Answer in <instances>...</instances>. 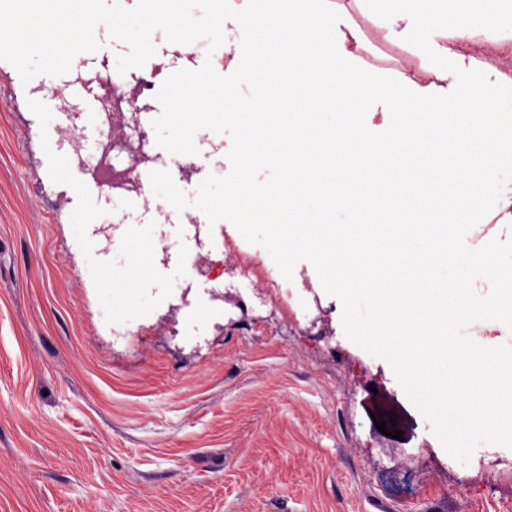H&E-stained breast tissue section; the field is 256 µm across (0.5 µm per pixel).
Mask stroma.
Listing matches in <instances>:
<instances>
[{
    "instance_id": "1",
    "label": "stroma",
    "mask_w": 512,
    "mask_h": 512,
    "mask_svg": "<svg viewBox=\"0 0 512 512\" xmlns=\"http://www.w3.org/2000/svg\"><path fill=\"white\" fill-rule=\"evenodd\" d=\"M341 2L365 39L366 70L412 59L410 47L380 38L364 0ZM155 46L135 74L153 80L157 111L172 106L177 68L226 67L225 54L196 42L160 36ZM112 69L104 42L57 83L71 93ZM0 86L19 91L0 104V512H512L502 505L512 485L501 479L512 447L450 456L447 433L389 358L355 344L309 257L288 279L319 298L318 333L269 307L230 317L172 245L173 227L192 235L185 215L144 208L154 237L131 258H149L157 281L131 289L144 327L119 338L127 317L106 319L112 290L90 278L85 247L112 260L127 226L107 237L98 223L71 222L90 201L112 212L108 189L71 164L75 141L101 149L108 131L85 129V103L72 93L46 128L42 100L29 95L36 81L5 61ZM188 162L170 170L173 185L207 183L217 165L237 173L231 152ZM78 177L86 195L73 189ZM170 272L177 287L194 288L195 312L142 311L141 296L167 297ZM389 416L402 439L377 429Z\"/></svg>"
}]
</instances>
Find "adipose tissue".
I'll list each match as a JSON object with an SVG mask.
<instances>
[{"label": "adipose tissue", "instance_id": "ef3b65f1", "mask_svg": "<svg viewBox=\"0 0 512 512\" xmlns=\"http://www.w3.org/2000/svg\"><path fill=\"white\" fill-rule=\"evenodd\" d=\"M384 40L412 47L418 77L362 69L365 41L341 0H217L231 59L223 80L196 69L185 91L222 95L216 137L231 133L236 180L219 201L225 219L287 241L283 265L305 249L344 305L383 303L385 327L358 344L387 347L433 407L444 408L450 453L512 446V350L490 342L456 353L441 340L458 321L496 314L512 326V241L469 242L472 224L512 223V79L490 78L471 46L491 26L512 28V0H373ZM248 47L259 78L246 79ZM274 167L287 194L255 185ZM391 208L394 252L374 247L351 206ZM404 343H388L394 327Z\"/></svg>", "mask_w": 512, "mask_h": 512}]
</instances>
